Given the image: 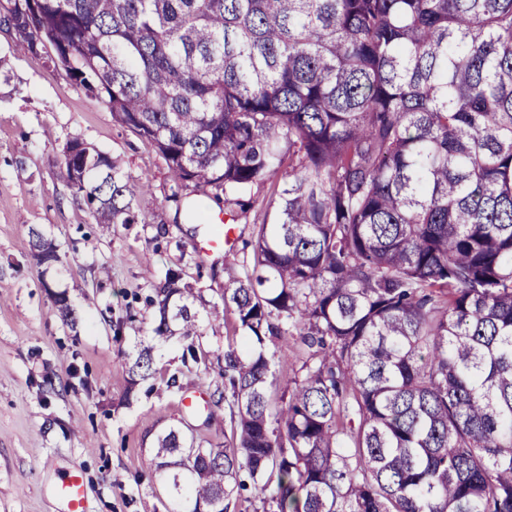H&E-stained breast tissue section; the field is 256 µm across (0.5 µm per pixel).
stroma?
Instances as JSON below:
<instances>
[{
  "instance_id": "1",
  "label": "stroma",
  "mask_w": 512,
  "mask_h": 512,
  "mask_svg": "<svg viewBox=\"0 0 512 512\" xmlns=\"http://www.w3.org/2000/svg\"><path fill=\"white\" fill-rule=\"evenodd\" d=\"M81 137L117 160L124 175L148 178L136 224L96 223L60 174L63 151ZM281 180L253 187L254 208L237 218L238 242L205 253L224 210L174 180L164 159L116 123L45 54L18 51L0 31V512H58L62 474H82L88 512H169L150 467L152 441L175 427L197 445L227 443L234 406L227 398L224 354L243 333L225 309L230 276L252 267L263 207ZM59 247V262L33 258L30 228ZM195 297L202 363L183 359L184 341L158 342L157 373L128 393V354L154 320L149 297L169 272ZM66 292L77 328L57 316L53 293ZM204 404L186 408V394Z\"/></svg>"
}]
</instances>
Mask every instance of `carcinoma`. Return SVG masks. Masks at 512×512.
I'll return each instance as SVG.
<instances>
[{"label":"carcinoma","mask_w":512,"mask_h":512,"mask_svg":"<svg viewBox=\"0 0 512 512\" xmlns=\"http://www.w3.org/2000/svg\"><path fill=\"white\" fill-rule=\"evenodd\" d=\"M85 93L224 201L283 181L253 268L224 286L232 441L156 437L172 512H512V0H32ZM62 163L99 224L148 181L80 137ZM39 262L57 245L29 229ZM167 274L154 335H198ZM57 314L78 323L65 294ZM307 352L271 411L278 341ZM130 355L128 392L154 377Z\"/></svg>","instance_id":"cac0c4a2"}]
</instances>
